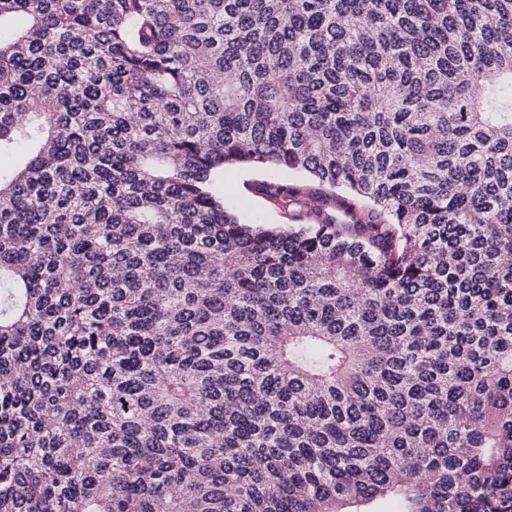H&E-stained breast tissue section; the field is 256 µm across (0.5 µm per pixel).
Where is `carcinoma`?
Here are the masks:
<instances>
[{
	"instance_id": "1",
	"label": "carcinoma",
	"mask_w": 512,
	"mask_h": 512,
	"mask_svg": "<svg viewBox=\"0 0 512 512\" xmlns=\"http://www.w3.org/2000/svg\"><path fill=\"white\" fill-rule=\"evenodd\" d=\"M20 151L0 512H512V0H0ZM253 178L254 175L246 170H241L226 178L224 185L226 203L231 206L240 204L245 208L242 210V214L250 217H259L269 224H281L285 222L279 210L273 209L260 198L251 197L242 193V182Z\"/></svg>"
}]
</instances>
